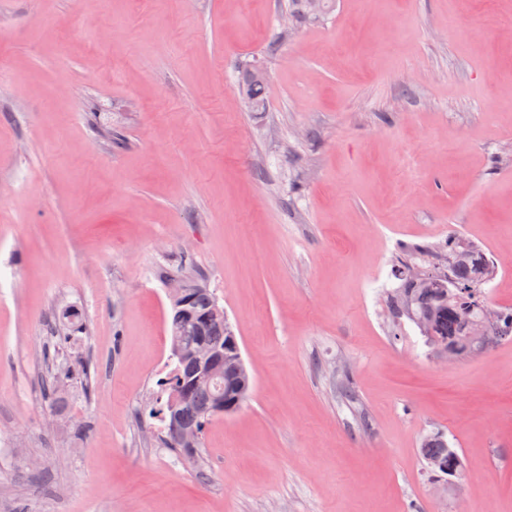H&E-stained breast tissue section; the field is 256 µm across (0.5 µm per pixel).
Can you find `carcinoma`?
I'll list each match as a JSON object with an SVG mask.
<instances>
[{"mask_svg":"<svg viewBox=\"0 0 512 512\" xmlns=\"http://www.w3.org/2000/svg\"><path fill=\"white\" fill-rule=\"evenodd\" d=\"M238 88L248 94L250 111H265L267 77L259 74L254 66L242 71ZM442 248L448 251L447 277L457 286L455 294L450 296L448 289L435 284L443 277L428 273L414 278L411 276L412 268L407 265L403 272L405 283L400 291V300L394 309L397 315L405 316L415 324L421 320L429 321L433 336L440 343L454 348L457 356L468 357L486 348L489 340L487 331L480 328L486 307L481 285L492 275L494 265L480 247L466 244L453 236L448 237V243ZM184 282L189 288V310L201 327L194 332L177 318L176 312H171L172 339L180 346L182 354L171 355L173 368L160 380V387L170 396H182L180 412L183 423L201 432L206 422L217 416L214 411L217 389L212 384L197 383L199 370L191 351L201 343L211 347L223 346L224 323L219 320L202 321L205 313L216 303L205 281L186 278ZM419 452L427 469L434 475L443 477L450 470L461 475L459 454L448 446L444 434L436 432L426 436Z\"/></svg>","mask_w":512,"mask_h":512,"instance_id":"obj_1","label":"carcinoma"}]
</instances>
